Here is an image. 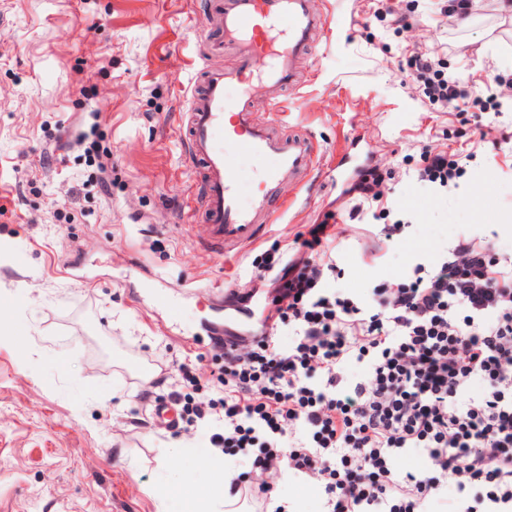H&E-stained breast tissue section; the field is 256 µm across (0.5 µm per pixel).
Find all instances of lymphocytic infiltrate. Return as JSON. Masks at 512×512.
Returning <instances> with one entry per match:
<instances>
[{
  "instance_id": "obj_1",
  "label": "lymphocytic infiltrate",
  "mask_w": 512,
  "mask_h": 512,
  "mask_svg": "<svg viewBox=\"0 0 512 512\" xmlns=\"http://www.w3.org/2000/svg\"><path fill=\"white\" fill-rule=\"evenodd\" d=\"M407 65L430 105L468 110L471 92L448 79L438 50ZM423 162L418 176L435 192L456 187L454 153ZM334 218L298 233L289 258L263 253L254 279L272 292L250 342L216 339L205 380L195 363L177 366L166 398L183 429L246 462L229 493L266 505L289 472L323 492L326 512H426L448 484L465 512H512V255L463 236L364 304L330 285ZM352 359L366 365L356 381L343 373ZM412 448L425 467L401 472L397 459Z\"/></svg>"
}]
</instances>
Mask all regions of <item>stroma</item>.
Masks as SVG:
<instances>
[{"label": "stroma", "mask_w": 512, "mask_h": 512, "mask_svg": "<svg viewBox=\"0 0 512 512\" xmlns=\"http://www.w3.org/2000/svg\"><path fill=\"white\" fill-rule=\"evenodd\" d=\"M216 2L0 0V512H190L217 493L207 440L154 429L140 370L206 353L208 323L255 324L253 260L328 208L334 285L364 300L462 236L494 234L512 254V90L494 82L512 71V18L498 0L464 16L439 0H321L325 30L280 115L317 145L314 166L276 189L257 243L211 247L185 128L201 64L231 60L211 50ZM440 44L444 71L501 110L427 104L407 60ZM488 127L496 143L480 141ZM427 149L465 165L448 194L417 179ZM344 153L348 170L378 168L391 218L409 221L394 246L380 221L350 218ZM278 495L290 512L324 508L292 477Z\"/></svg>", "instance_id": "1"}]
</instances>
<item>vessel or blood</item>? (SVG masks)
<instances>
[{"label":"vessel or blood","mask_w":512,"mask_h":512,"mask_svg":"<svg viewBox=\"0 0 512 512\" xmlns=\"http://www.w3.org/2000/svg\"><path fill=\"white\" fill-rule=\"evenodd\" d=\"M318 0H220L214 50L232 47L230 66L207 70L188 97V155L206 171L200 199L208 242L228 253L255 242L273 221L269 200L283 182L312 167L315 143L277 131L275 121L254 123L253 82L266 84L267 111H277L281 91L293 76V61L312 46L321 27ZM260 160L258 189L250 205L239 200L240 170L233 155Z\"/></svg>","instance_id":"b4317fda"}]
</instances>
